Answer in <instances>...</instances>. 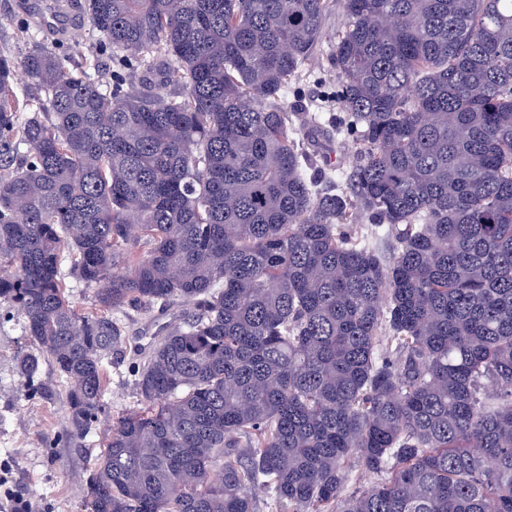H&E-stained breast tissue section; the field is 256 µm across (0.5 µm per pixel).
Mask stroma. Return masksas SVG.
Instances as JSON below:
<instances>
[{
    "label": "stroma",
    "instance_id": "stroma-1",
    "mask_svg": "<svg viewBox=\"0 0 512 512\" xmlns=\"http://www.w3.org/2000/svg\"><path fill=\"white\" fill-rule=\"evenodd\" d=\"M84 0H0V52L22 61L37 43L68 50L79 47L82 56L96 58L103 80H110L112 59L102 36L91 34L82 5ZM338 73L329 44H322L306 64L300 78L279 101L290 122L301 113L319 112L325 121L342 118L336 98ZM305 148L318 154L329 175L320 182L322 192L337 193L357 162L352 141L331 143L312 136ZM186 311L175 305L166 311L142 314L130 308L122 315L130 344L148 346L159 329ZM18 315L0 320V478L19 486L38 501L42 512H83L87 481L96 456L104 448L112 424L139 400L131 375L132 359H111L104 364L105 391L96 420L76 427L66 410L72 383L43 363L34 380L21 377L14 357L30 350Z\"/></svg>",
    "mask_w": 512,
    "mask_h": 512
}]
</instances>
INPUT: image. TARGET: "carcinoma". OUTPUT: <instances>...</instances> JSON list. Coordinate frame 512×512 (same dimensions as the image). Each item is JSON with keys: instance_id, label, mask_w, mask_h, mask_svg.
<instances>
[{"instance_id": "cac0c4a2", "label": "carcinoma", "mask_w": 512, "mask_h": 512, "mask_svg": "<svg viewBox=\"0 0 512 512\" xmlns=\"http://www.w3.org/2000/svg\"><path fill=\"white\" fill-rule=\"evenodd\" d=\"M342 8L331 32L329 0H86L109 86L35 44L21 94L0 54V302L37 347L17 371L49 360L84 425L115 314L192 306L133 353L140 407L87 512H255L258 489L276 512H512V0ZM325 41L359 155L335 195L300 139L329 131L276 104ZM66 274V283L68 285L67 292L70 295L74 307L79 313L89 311L95 304V288L96 286H88L78 277L69 273L68 267H64Z\"/></svg>"}]
</instances>
